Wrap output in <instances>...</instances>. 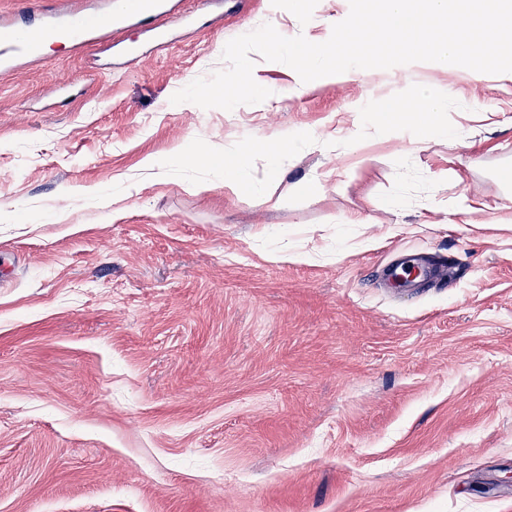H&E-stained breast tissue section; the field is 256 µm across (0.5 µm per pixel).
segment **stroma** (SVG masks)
<instances>
[{
  "label": "stroma",
  "mask_w": 512,
  "mask_h": 512,
  "mask_svg": "<svg viewBox=\"0 0 512 512\" xmlns=\"http://www.w3.org/2000/svg\"><path fill=\"white\" fill-rule=\"evenodd\" d=\"M223 2L221 30L109 74L59 45L0 76V512H512V73L306 88L258 57L265 101L171 103L229 40L321 43L349 14ZM424 89L449 137L425 136ZM228 153L298 194L226 192ZM463 194L470 214L434 207ZM417 251L446 285L384 281Z\"/></svg>",
  "instance_id": "obj_1"
}]
</instances>
